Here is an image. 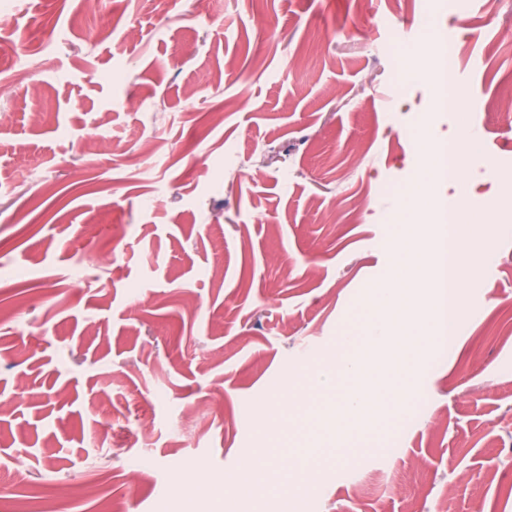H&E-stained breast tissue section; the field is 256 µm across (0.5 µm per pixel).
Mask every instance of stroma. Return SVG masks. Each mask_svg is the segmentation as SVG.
I'll list each match as a JSON object with an SVG mask.
<instances>
[{
  "instance_id": "1",
  "label": "stroma",
  "mask_w": 512,
  "mask_h": 512,
  "mask_svg": "<svg viewBox=\"0 0 512 512\" xmlns=\"http://www.w3.org/2000/svg\"><path fill=\"white\" fill-rule=\"evenodd\" d=\"M0 32V486L26 512H512V216L463 331L370 447L297 400L398 236L414 130L461 121L512 198V0H11ZM495 15L486 27V15ZM452 42L461 114L397 61ZM485 189V190H486ZM27 276L16 280L13 271ZM290 491L257 476L264 449Z\"/></svg>"
}]
</instances>
